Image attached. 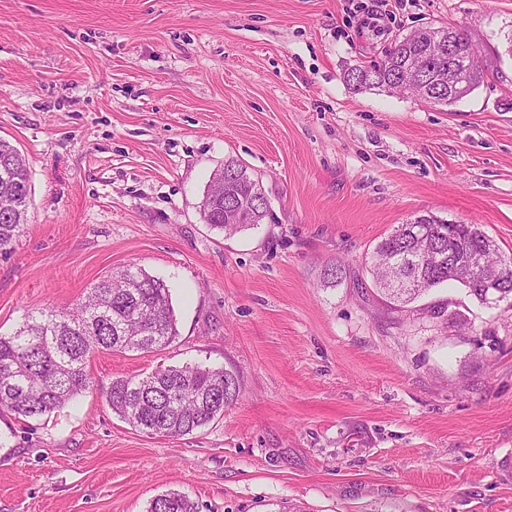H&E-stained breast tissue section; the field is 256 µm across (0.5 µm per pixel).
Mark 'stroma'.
<instances>
[{
  "mask_svg": "<svg viewBox=\"0 0 512 512\" xmlns=\"http://www.w3.org/2000/svg\"><path fill=\"white\" fill-rule=\"evenodd\" d=\"M459 26L483 83L448 107L356 91L347 69ZM0 138L27 223L0 254V333L112 271L167 281L165 349L98 352L96 385L0 413V512H512V303L457 283L393 308L368 257L431 213L512 256V0H0ZM269 215L235 236L200 201L226 159ZM199 362L236 401L141 433L113 379ZM197 504L180 492L169 491L154 498L147 512H197Z\"/></svg>",
  "mask_w": 512,
  "mask_h": 512,
  "instance_id": "35a3bbf8",
  "label": "stroma"
}]
</instances>
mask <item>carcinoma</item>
<instances>
[{"mask_svg": "<svg viewBox=\"0 0 512 512\" xmlns=\"http://www.w3.org/2000/svg\"><path fill=\"white\" fill-rule=\"evenodd\" d=\"M453 32L458 50L476 53L468 35L458 28L423 26L398 37L384 57L345 72L346 83L359 91L378 89L393 92L402 62L413 57L433 72H448V32ZM484 72L465 77L466 88L452 99L428 81L412 92L427 102L455 104L482 83ZM260 188L259 180L237 159L224 161V198L245 196ZM30 194L25 156L10 142L0 140V253L10 250L27 220ZM242 224H224L208 213L206 202L200 212L213 229L234 236L265 219L268 209L256 203ZM443 220L430 214L416 223L401 224L382 239L371 256L373 278L389 298L407 304L448 281L457 282L480 301L482 289L448 274L450 249L480 246L483 231L474 224H460L457 239L448 242L440 234ZM437 253L423 268L407 274L417 287L394 293L388 288L391 264L399 252ZM487 271L502 278V299H512V267L504 268L500 253L488 257ZM178 335L177 319L169 285L146 270L127 265L90 289L73 307L48 306L39 315H29L9 335L0 334V412L22 419L37 418L63 406L94 386L86 367L100 351L148 352L168 346ZM239 396L236 376L225 369L199 364L160 366L142 376L118 378L111 382L107 403L112 412L148 435L181 437L206 426L224 413ZM147 512H197V504L180 492L169 491L154 498Z\"/></svg>", "mask_w": 512, "mask_h": 512, "instance_id": "1", "label": "carcinoma"}]
</instances>
